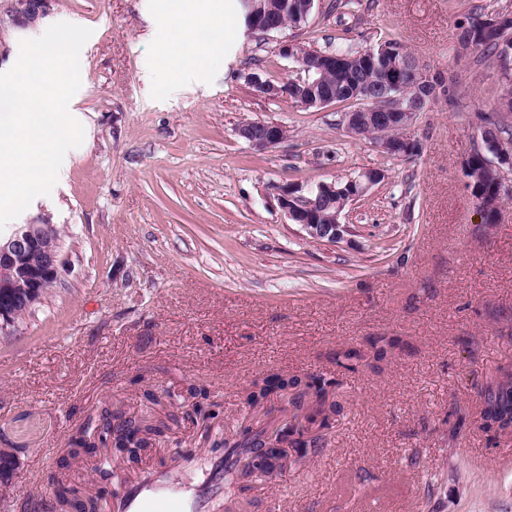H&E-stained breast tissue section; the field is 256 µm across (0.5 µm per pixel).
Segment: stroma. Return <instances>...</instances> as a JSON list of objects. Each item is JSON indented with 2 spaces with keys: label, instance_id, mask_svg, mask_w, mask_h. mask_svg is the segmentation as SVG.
Wrapping results in <instances>:
<instances>
[{
  "label": "stroma",
  "instance_id": "stroma-1",
  "mask_svg": "<svg viewBox=\"0 0 512 512\" xmlns=\"http://www.w3.org/2000/svg\"><path fill=\"white\" fill-rule=\"evenodd\" d=\"M477 0H360L338 14L317 5L305 26L247 33L238 0H204L221 15V48L147 81L192 0H53L27 28L0 0V72L19 43L68 22L91 29L80 53V101L90 126L54 203L35 197L18 223L46 217L62 231L64 267L51 293L0 331V448L16 471L0 512H28L53 495L51 477L102 409L142 415L144 392L182 413L203 388L225 434L241 397L274 374L338 382L346 411L328 445L245 512H512V438L478 423L479 389L512 364V201L481 223L464 174L483 112L501 93L496 69L457 56L458 26ZM358 50L400 39L417 63L457 86L409 136L417 156L388 159L350 135L344 105L306 109L255 91L297 65L283 43ZM247 119L287 128L277 148L237 134ZM384 179L341 216L350 234L329 246L279 209L283 183L315 189L369 169ZM370 336L400 343L382 371L337 368L338 349ZM470 415L452 436L455 406ZM419 451L421 465L407 458ZM223 457L189 423L171 424L151 460L195 498L190 458Z\"/></svg>",
  "mask_w": 512,
  "mask_h": 512
}]
</instances>
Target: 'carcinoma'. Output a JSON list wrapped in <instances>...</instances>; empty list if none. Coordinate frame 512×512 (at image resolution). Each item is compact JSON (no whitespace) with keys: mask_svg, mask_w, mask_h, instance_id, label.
<instances>
[{"mask_svg":"<svg viewBox=\"0 0 512 512\" xmlns=\"http://www.w3.org/2000/svg\"><path fill=\"white\" fill-rule=\"evenodd\" d=\"M268 13L288 20V26L299 28L305 25L313 9L308 0H266ZM384 50L376 52L375 62L367 63L361 52L341 43L332 44L323 50H311L295 46L305 65L315 66L325 54L336 55V66L312 77L321 79L325 93L336 96L341 104L357 97L363 89L373 88L387 79L394 84V92L412 97L417 86L411 71L414 59L404 45L389 39L381 43ZM456 54L467 51L478 53L486 64L498 68L503 92L498 98L497 120H488L492 137H502L512 144V121L504 112H512V70L506 61L512 58V17L503 11H485L478 4L472 6L466 22L460 27L455 46ZM289 98L300 105L309 103L313 93L300 83H288ZM466 163L479 174L480 181L472 187V194L486 205L496 199L498 171L491 161L480 153H473ZM368 350L357 348L336 351L335 363L348 372L369 369L382 370V364L394 355L397 343L386 336H373L368 340ZM480 428L488 431L490 423L504 428L512 424V382L496 383L487 379L480 387ZM243 408L251 412V423L241 432L224 439V512H237L241 499L255 488V484L241 478L239 464L247 454L261 455L268 433L283 422L291 423L298 430L300 439L289 442V447L303 459L319 453L327 443V430L331 424L343 417L345 405L332 382L310 374H281L273 378L257 380L242 395ZM168 425L163 420L138 421L120 411H104L98 425L101 442L112 440V447L150 448L162 438ZM68 458L62 459V472L51 477L58 485L52 500L36 505L39 512H56L58 507L69 505L77 512H87L97 500L83 495L80 488L64 482L63 471L69 469Z\"/></svg>","mask_w":512,"mask_h":512,"instance_id":"obj_1","label":"carcinoma"}]
</instances>
